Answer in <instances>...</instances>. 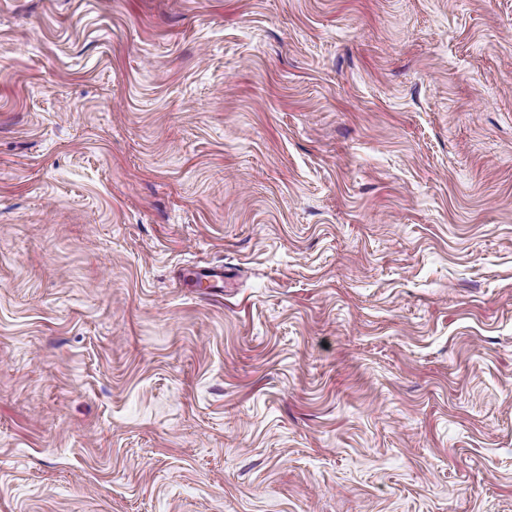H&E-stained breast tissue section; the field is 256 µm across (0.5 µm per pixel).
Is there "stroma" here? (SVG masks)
<instances>
[{
	"label": "stroma",
	"instance_id": "35a3bbf8",
	"mask_svg": "<svg viewBox=\"0 0 512 512\" xmlns=\"http://www.w3.org/2000/svg\"><path fill=\"white\" fill-rule=\"evenodd\" d=\"M0 512H512V0H0Z\"/></svg>",
	"mask_w": 512,
	"mask_h": 512
}]
</instances>
